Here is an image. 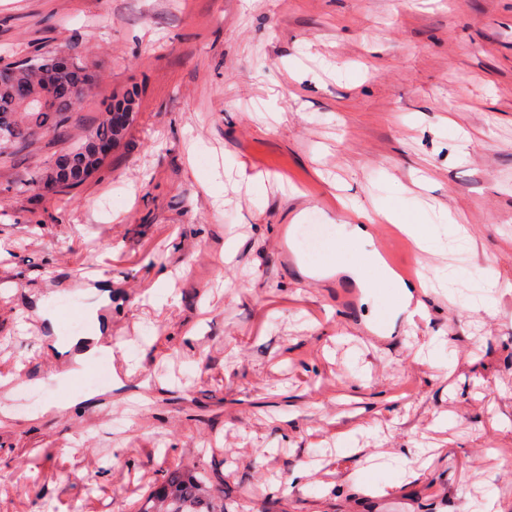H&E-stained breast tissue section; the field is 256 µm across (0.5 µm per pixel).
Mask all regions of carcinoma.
<instances>
[{"label":"carcinoma","instance_id":"carcinoma-1","mask_svg":"<svg viewBox=\"0 0 512 512\" xmlns=\"http://www.w3.org/2000/svg\"><path fill=\"white\" fill-rule=\"evenodd\" d=\"M93 79L73 56L59 59L53 50L18 58L0 76V148L24 149L37 136L51 135L66 127ZM126 97L109 105L106 114L69 151L65 174L52 165L36 173L25 185L32 191L62 190L66 178L75 188L102 166L98 146L121 140L127 126L121 116L130 110ZM143 512H224V497L216 496L195 474L180 468L168 469L149 495Z\"/></svg>","mask_w":512,"mask_h":512}]
</instances>
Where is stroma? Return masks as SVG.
I'll list each match as a JSON object with an SVG mask.
<instances>
[{
    "mask_svg": "<svg viewBox=\"0 0 512 512\" xmlns=\"http://www.w3.org/2000/svg\"><path fill=\"white\" fill-rule=\"evenodd\" d=\"M71 46L95 73L72 127L0 153V376L26 399L0 418V512H142L175 466L227 512H474L491 487L512 512V0H0V64ZM129 92L89 181L19 191ZM394 191L439 237L397 248L426 316L378 340L381 295L300 268L310 225L336 243ZM489 274L492 320L444 287ZM64 300L70 335L94 316L112 339V388L77 404L38 313ZM400 456L394 485L374 464Z\"/></svg>",
    "mask_w": 512,
    "mask_h": 512,
    "instance_id": "35a3bbf8",
    "label": "stroma"
}]
</instances>
